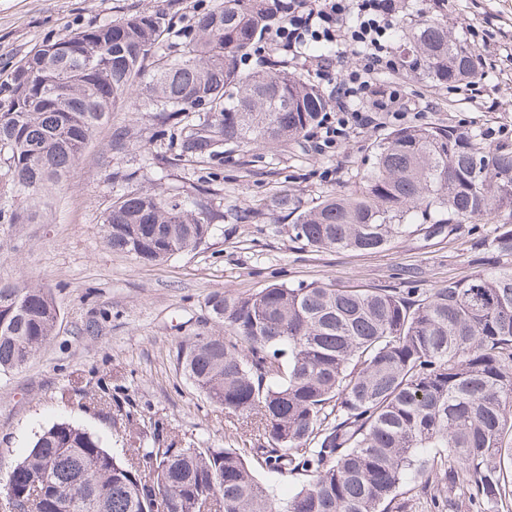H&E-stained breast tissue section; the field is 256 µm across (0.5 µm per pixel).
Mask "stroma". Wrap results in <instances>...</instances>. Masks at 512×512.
Here are the masks:
<instances>
[{"instance_id": "35a3bbf8", "label": "stroma", "mask_w": 512, "mask_h": 512, "mask_svg": "<svg viewBox=\"0 0 512 512\" xmlns=\"http://www.w3.org/2000/svg\"><path fill=\"white\" fill-rule=\"evenodd\" d=\"M218 0H0V80L43 40L123 19L163 11L169 20V46L188 36L195 18ZM405 0L394 21L392 42L401 56L412 42L401 29L414 16L439 14L459 41L468 25L485 30L500 58L484 68L469 91L453 95L429 79L407 78L405 69L380 75L398 84L407 125L453 123L488 134L512 130V0ZM273 56L330 95L345 70L355 66L352 52L333 58L328 76L317 75L301 55L263 39L246 65ZM391 121L363 130L340 154L317 152L311 142L246 148L199 160L178 157L180 128H162L147 110L110 113L96 129L72 177L54 195L42 224H0V278L26 279L50 288L59 310L56 330L24 368L0 376V476L27 454L36 433L69 421L100 434L111 452L130 441L124 429L84 408L85 398L105 400L140 425L179 434L216 447L254 444L257 431L210 403L177 366L180 342L217 332L207 299L210 294L246 296L273 283L333 282L363 288H399V270L416 273L417 285L432 288L460 278L497 257L475 250L471 238L428 237L418 232L374 253L348 250L313 252L288 235L285 217L266 204L285 190L304 205L328 192L351 191L358 173L373 161V147L393 129ZM124 133L126 147L116 152L112 137ZM163 156L148 176L158 190L204 189L223 212L199 248L161 263H143L112 252L103 241L102 221L112 204V175L135 170L145 150ZM175 166H167L169 158ZM251 209L255 218L240 220Z\"/></svg>"}]
</instances>
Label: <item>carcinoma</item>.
<instances>
[{
	"mask_svg": "<svg viewBox=\"0 0 512 512\" xmlns=\"http://www.w3.org/2000/svg\"><path fill=\"white\" fill-rule=\"evenodd\" d=\"M278 0H219L171 53L161 11L46 39L0 83V224H38L95 129L145 98L166 122L201 112L179 156L298 143L325 110L321 90L273 60L241 62ZM410 70L451 85L482 77L440 19L417 20ZM112 174L105 244L143 263L206 243L216 216L203 192L163 193ZM267 209L293 217L292 239L376 252L423 231L459 233L512 213V144L454 125L408 126L378 144L350 193L305 208L284 191ZM476 246L512 259V223ZM224 334L177 346L183 375L210 402L255 424L266 444L201 448L155 435L119 458L61 421L35 436L0 481L8 512H407L406 476L430 512L512 499V264L435 288L271 284L207 301ZM58 320L52 291L0 279V374L18 370ZM303 478L281 501L256 468Z\"/></svg>",
	"mask_w": 512,
	"mask_h": 512,
	"instance_id": "1",
	"label": "carcinoma"
}]
</instances>
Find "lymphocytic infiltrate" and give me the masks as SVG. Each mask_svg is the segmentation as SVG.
<instances>
[{"label":"lymphocytic infiltrate","mask_w":512,"mask_h":512,"mask_svg":"<svg viewBox=\"0 0 512 512\" xmlns=\"http://www.w3.org/2000/svg\"><path fill=\"white\" fill-rule=\"evenodd\" d=\"M402 0H287L273 44L297 49L308 41H326L355 52L358 68L347 70L335 87L328 111L312 136L323 153H340L349 140L372 126L401 97L397 85L376 83L378 74L397 70L399 62L386 35Z\"/></svg>","instance_id":"obj_1"}]
</instances>
